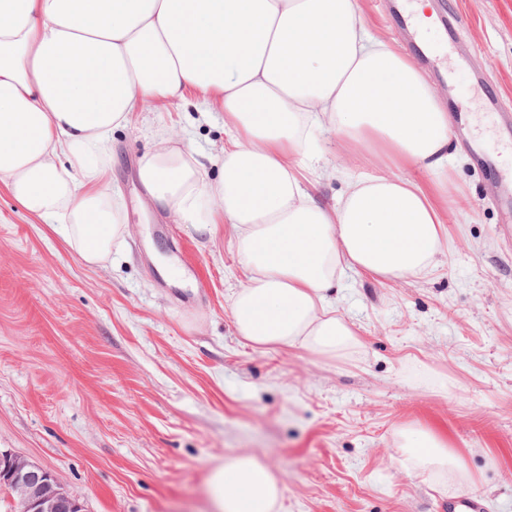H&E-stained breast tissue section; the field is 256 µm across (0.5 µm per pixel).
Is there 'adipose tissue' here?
<instances>
[{
    "label": "adipose tissue",
    "mask_w": 512,
    "mask_h": 512,
    "mask_svg": "<svg viewBox=\"0 0 512 512\" xmlns=\"http://www.w3.org/2000/svg\"><path fill=\"white\" fill-rule=\"evenodd\" d=\"M151 101L225 113L234 145L213 159V178L163 130L140 177L182 223L205 229L217 211L234 225L246 283L231 312L251 344L336 355L354 336L329 298L346 271L399 279L436 262L434 193L341 166L346 189L324 206L290 162L325 126L447 167L446 108L372 32L359 0H0V186L60 225L87 264L126 231L123 201L102 182L105 143ZM400 446L423 465L460 467L434 433L404 431ZM207 487L216 512H276L282 493L249 456L215 466Z\"/></svg>",
    "instance_id": "adipose-tissue-1"
}]
</instances>
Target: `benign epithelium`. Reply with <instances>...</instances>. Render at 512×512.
Returning <instances> with one entry per match:
<instances>
[{
  "mask_svg": "<svg viewBox=\"0 0 512 512\" xmlns=\"http://www.w3.org/2000/svg\"><path fill=\"white\" fill-rule=\"evenodd\" d=\"M0 486L9 489L21 512H83L84 509L53 473L9 450L0 451Z\"/></svg>",
  "mask_w": 512,
  "mask_h": 512,
  "instance_id": "7a95c632",
  "label": "benign epithelium"
}]
</instances>
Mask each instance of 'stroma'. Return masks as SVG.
I'll return each mask as SVG.
<instances>
[{
	"label": "stroma",
	"mask_w": 512,
	"mask_h": 512,
	"mask_svg": "<svg viewBox=\"0 0 512 512\" xmlns=\"http://www.w3.org/2000/svg\"><path fill=\"white\" fill-rule=\"evenodd\" d=\"M430 5L460 24L447 68L424 74L473 123L451 139L429 272L347 271L332 296L355 336L336 357L248 343L230 311L244 281L234 228L181 223L138 175L159 128L221 155L224 114L152 102L106 146L128 235L101 264L0 189V448L50 470L86 512H213L208 472L239 454L283 480L280 512H446L462 495L512 512V240L466 146L512 158L485 100L512 109V0ZM315 154L432 184L380 144L319 132L294 163ZM408 428L442 438L461 470L422 466L399 446Z\"/></svg>",
	"instance_id": "obj_1"
}]
</instances>
